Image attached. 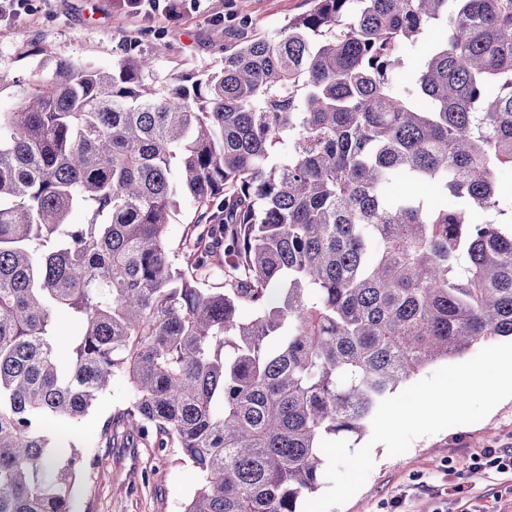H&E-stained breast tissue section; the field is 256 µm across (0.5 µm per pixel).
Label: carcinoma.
I'll return each instance as SVG.
<instances>
[{
  "label": "carcinoma",
  "instance_id": "carcinoma-1",
  "mask_svg": "<svg viewBox=\"0 0 512 512\" xmlns=\"http://www.w3.org/2000/svg\"><path fill=\"white\" fill-rule=\"evenodd\" d=\"M308 2L192 80L59 59L0 112V512H70L63 427L116 376L112 421L197 469L184 512H299L322 440L512 337V0ZM175 200L176 207L166 228V237L172 251L180 248L187 224H192L196 218V210L187 197L178 195ZM501 343H512V341L510 340V338L508 337H499V338H494V339H491L487 342H484V343H480L476 346L475 348V352H472V353H469V354H466L462 357H458V358H453V359H448V361H439V362H436V363H433L429 366H427L425 369H423L422 371H420L416 376H414L412 379H410L409 381H407L406 383H403L401 384L391 395L390 397L392 396H395L397 394H399L402 390H404L406 387L412 385L413 383L427 377L428 375H430L431 373H433L435 370H437L438 368L442 367V366H446V365H451V364H457V363H461V362H465L469 359H471L472 357H474L482 348L484 347H487V346H491V345H496V344H501Z\"/></svg>",
  "mask_w": 512,
  "mask_h": 512
}]
</instances>
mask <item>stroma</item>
<instances>
[{
  "label": "stroma",
  "instance_id": "1",
  "mask_svg": "<svg viewBox=\"0 0 512 512\" xmlns=\"http://www.w3.org/2000/svg\"><path fill=\"white\" fill-rule=\"evenodd\" d=\"M306 0H208L185 8L179 23L133 15L117 0H30L28 13L0 25V112H10L35 75H48L57 59L112 69L128 55L156 54L159 81L190 77L224 59V23L247 21L253 30L279 32ZM131 399L124 378H113L91 411L71 428L77 448L102 459L74 484L73 512H183L198 485L196 469L178 448L158 451L135 433L101 434ZM512 444V399L484 419L420 437L398 456L371 445L374 467L362 488L338 512H512V471L494 467L472 473L474 453ZM463 486L456 495L455 486Z\"/></svg>",
  "mask_w": 512,
  "mask_h": 512
}]
</instances>
